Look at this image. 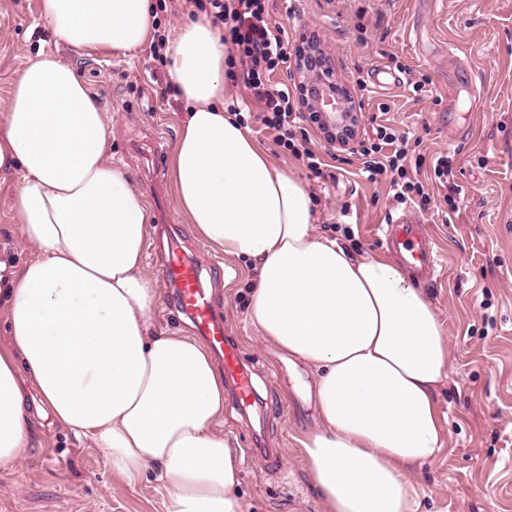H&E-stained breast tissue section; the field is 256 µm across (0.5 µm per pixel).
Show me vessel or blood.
Masks as SVG:
<instances>
[{
    "label": "vessel or blood",
    "instance_id": "1",
    "mask_svg": "<svg viewBox=\"0 0 512 512\" xmlns=\"http://www.w3.org/2000/svg\"><path fill=\"white\" fill-rule=\"evenodd\" d=\"M388 249L397 254L402 265L416 273L418 280L433 282L438 274V255L432 236L424 234L421 224L408 216L393 219L384 231ZM163 278L175 288V308L191 322V328L210 346L224 372V384L233 402L242 408L256 399L255 370L245 362L237 342L229 335L215 313L202 285V269L189 261H167Z\"/></svg>",
    "mask_w": 512,
    "mask_h": 512
}]
</instances>
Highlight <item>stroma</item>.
<instances>
[{
  "label": "stroma",
  "mask_w": 512,
  "mask_h": 512,
  "mask_svg": "<svg viewBox=\"0 0 512 512\" xmlns=\"http://www.w3.org/2000/svg\"><path fill=\"white\" fill-rule=\"evenodd\" d=\"M269 11L290 45L313 38L334 58L339 80L360 107L356 140L373 137L382 123L418 142L408 176L431 202L411 211L437 243L440 273L424 291L445 323L450 358L439 392L446 443L417 471L419 512H512V0H269ZM38 14L39 0H0V112L18 72L53 41ZM59 54L96 96L112 132V160L136 190L147 193L152 170L160 172V192L145 208L144 256L158 281L157 326L189 331L172 310V286L161 278L170 246L207 271L218 264L235 272L229 280L208 274L203 286L230 336L268 381L247 415L225 404L224 438L240 451L260 437L279 456L275 467L244 457L238 493L248 512H323L299 450L317 425L312 375L264 344L248 321L250 265L203 241L176 205L170 159L186 105L166 66L144 49L102 56L63 46ZM378 69L401 72V83H369ZM417 82L422 91H414ZM246 125L271 162L314 194L320 233L355 252L385 255L378 228L403 210L388 180L368 181L362 156L330 145L313 124L305 129L325 161L318 176L301 158L280 152L260 121L251 117ZM443 154L452 157L453 180L463 189L453 209L432 169ZM167 213L174 225L161 223ZM278 402L288 406L280 418L273 415ZM162 502L153 482L128 484L99 449L48 419L18 466L0 470V512H163Z\"/></svg>",
  "instance_id": "35a3bbf8"
}]
</instances>
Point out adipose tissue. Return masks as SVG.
<instances>
[{"label": "adipose tissue", "instance_id": "ef3b65f1", "mask_svg": "<svg viewBox=\"0 0 512 512\" xmlns=\"http://www.w3.org/2000/svg\"><path fill=\"white\" fill-rule=\"evenodd\" d=\"M56 44L101 54L151 39L149 0H40ZM188 112L172 154L180 211L254 273L248 318L261 340L313 372L316 431L300 452L326 512H418L417 469L443 448L438 390L449 372L433 302L392 261L320 234L313 195L273 166L225 105L219 31L187 20L165 51ZM31 256L0 258V470L40 419L100 448L164 512H244L242 458L217 425L224 378L200 341L158 329L149 227L113 163L107 118L58 53L39 50L0 115V175ZM38 405L29 408L30 395Z\"/></svg>", "mask_w": 512, "mask_h": 512}]
</instances>
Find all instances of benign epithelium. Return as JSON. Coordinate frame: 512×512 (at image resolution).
<instances>
[{"instance_id":"benign-epithelium-1","label":"benign epithelium","mask_w":512,"mask_h":512,"mask_svg":"<svg viewBox=\"0 0 512 512\" xmlns=\"http://www.w3.org/2000/svg\"><path fill=\"white\" fill-rule=\"evenodd\" d=\"M294 68L299 99L326 133L336 136L354 127L355 98L336 82L334 66L318 43L306 40L297 47Z\"/></svg>"}]
</instances>
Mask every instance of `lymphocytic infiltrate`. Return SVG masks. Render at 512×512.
Returning <instances> with one entry per match:
<instances>
[{
  "label": "lymphocytic infiltrate",
  "instance_id": "f902f5d3",
  "mask_svg": "<svg viewBox=\"0 0 512 512\" xmlns=\"http://www.w3.org/2000/svg\"><path fill=\"white\" fill-rule=\"evenodd\" d=\"M199 12L224 31L229 50L246 64L245 86L248 100L261 112V123L273 136L274 145L282 152L303 158L312 173H319L323 160L296 135L297 112L293 110L288 86H275L271 74L287 65L288 32L272 21L267 0H192ZM410 151V138L392 127L381 125L376 139L362 146L363 171L368 180L389 176L395 198L402 203L430 198L420 183L408 181L405 161Z\"/></svg>",
  "mask_w": 512,
  "mask_h": 512
}]
</instances>
